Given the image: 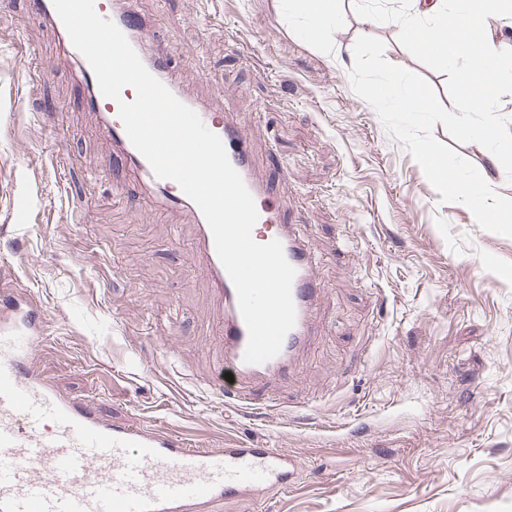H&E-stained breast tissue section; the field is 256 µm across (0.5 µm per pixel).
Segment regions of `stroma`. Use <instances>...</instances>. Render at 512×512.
Returning a JSON list of instances; mask_svg holds the SVG:
<instances>
[{"label":"stroma","instance_id":"35a3bbf8","mask_svg":"<svg viewBox=\"0 0 512 512\" xmlns=\"http://www.w3.org/2000/svg\"><path fill=\"white\" fill-rule=\"evenodd\" d=\"M138 9L180 86L236 105L260 159L284 164L318 315L266 390L277 411L207 391L223 348L191 213L149 196L104 139L60 30L0 0V282L40 304L51 383L116 423L298 461L292 487L204 512H512V238L441 203L350 85L372 36L457 111L456 67L399 47L409 0H336L328 54L281 0Z\"/></svg>","mask_w":512,"mask_h":512}]
</instances>
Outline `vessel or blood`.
<instances>
[{"label":"vessel or blood","mask_w":512,"mask_h":512,"mask_svg":"<svg viewBox=\"0 0 512 512\" xmlns=\"http://www.w3.org/2000/svg\"><path fill=\"white\" fill-rule=\"evenodd\" d=\"M95 9L125 34L147 70L169 83L168 50L155 42L135 0H95ZM76 62L84 103L102 114L104 136L170 202L188 203L180 186L156 177L133 146L117 104L102 95L86 59L80 56ZM197 114L220 137L254 198L264 228L260 242L279 240L296 270L293 329L276 357L262 364L246 363L248 331L236 290L216 254L205 218H198L197 250L212 277L224 344L214 388L241 407L251 408L254 399L240 397V389L287 371L292 354L310 334L320 291L313 275L315 260L294 225L285 221L274 182L255 177V158L241 125L218 107H201ZM43 336L40 306L19 289L0 290V512H191L199 505L292 484L297 463L279 449L196 448L155 426L113 425L89 406L61 396L36 359Z\"/></svg>","instance_id":"vessel-or-blood-1"}]
</instances>
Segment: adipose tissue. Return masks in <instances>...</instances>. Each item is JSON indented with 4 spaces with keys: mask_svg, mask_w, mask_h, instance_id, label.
Here are the masks:
<instances>
[{
    "mask_svg": "<svg viewBox=\"0 0 512 512\" xmlns=\"http://www.w3.org/2000/svg\"><path fill=\"white\" fill-rule=\"evenodd\" d=\"M304 19L303 34L314 46L329 50L336 14L330 0H296ZM414 15L399 25L400 41L404 50L423 52V45L415 32L428 34L434 48L433 56L447 62L470 58L468 68L460 70L458 81L462 95L458 109L462 112H487L492 96L502 82L500 49L503 41L493 26L494 21L512 18V5L504 0H463L459 10L447 9L446 0H412ZM512 164L504 153L489 154L483 168L470 173L464 181L449 180L446 170L435 171L436 179L446 182L450 194L476 207L478 215H485L484 201L493 183L492 174Z\"/></svg>",
    "mask_w": 512,
    "mask_h": 512,
    "instance_id": "ef3b65f1",
    "label": "adipose tissue"
}]
</instances>
